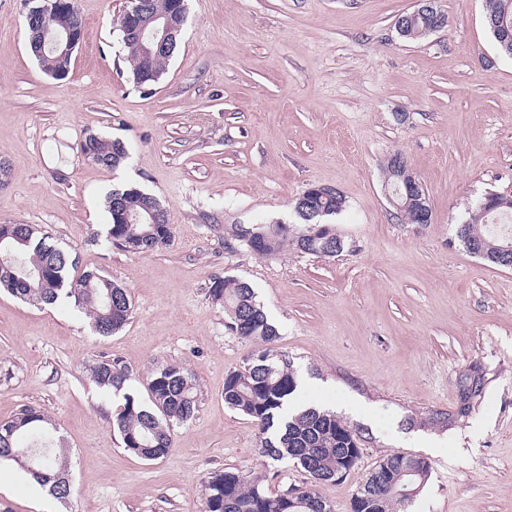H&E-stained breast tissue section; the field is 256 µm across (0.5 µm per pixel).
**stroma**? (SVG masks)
<instances>
[{
    "label": "stroma",
    "instance_id": "1",
    "mask_svg": "<svg viewBox=\"0 0 512 512\" xmlns=\"http://www.w3.org/2000/svg\"><path fill=\"white\" fill-rule=\"evenodd\" d=\"M126 0H78L84 38L66 78L46 75L24 35V0H0V224H35L81 268L125 286L128 324L96 336L67 302L33 306L0 291V421L47 414L72 457L65 501L31 496L0 465L11 512H202V483L225 468L274 472L270 490L308 486L292 463L263 457L254 421L224 402L229 371L255 346L232 333L208 293L232 276L256 290L299 373L298 401L337 414L361 458L317 485L334 512L395 454L431 465L401 512H512V269L457 237L488 192L512 196V59L485 23V0H439L446 27L401 38L413 0H187V22L162 78L135 83L115 25ZM124 142L107 170L78 144ZM401 153L432 209L398 220L384 165ZM346 201L330 222V259L286 245L262 258L227 248L237 224L297 223L309 185ZM155 196L172 244L131 253L104 242L105 200ZM118 360L147 396L151 372L182 365L199 409L174 449L146 462L112 428L120 398L89 366Z\"/></svg>",
    "mask_w": 512,
    "mask_h": 512
}]
</instances>
